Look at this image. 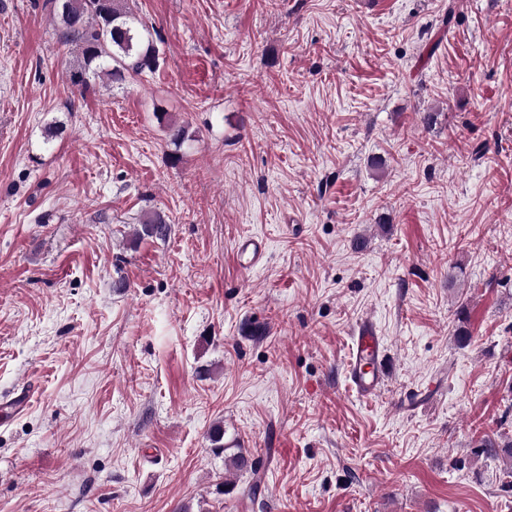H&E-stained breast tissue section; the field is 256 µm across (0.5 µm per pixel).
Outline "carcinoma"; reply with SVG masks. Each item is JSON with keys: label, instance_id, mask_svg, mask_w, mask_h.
<instances>
[{"label": "carcinoma", "instance_id": "obj_1", "mask_svg": "<svg viewBox=\"0 0 512 512\" xmlns=\"http://www.w3.org/2000/svg\"><path fill=\"white\" fill-rule=\"evenodd\" d=\"M60 43L81 57V65L70 72L72 87L83 92L97 83L107 89L128 78L154 73L163 62L162 52L149 27L128 6V0H45ZM170 224L159 213L140 226L138 237L164 239ZM476 452L502 458V470L512 488V439L485 436Z\"/></svg>", "mask_w": 512, "mask_h": 512}]
</instances>
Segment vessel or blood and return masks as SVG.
I'll return each mask as SVG.
<instances>
[{
  "mask_svg": "<svg viewBox=\"0 0 512 512\" xmlns=\"http://www.w3.org/2000/svg\"><path fill=\"white\" fill-rule=\"evenodd\" d=\"M383 339L371 321L359 323L353 338V347L347 362V374L357 396L373 398L385 385L383 366Z\"/></svg>",
  "mask_w": 512,
  "mask_h": 512,
  "instance_id": "1",
  "label": "vessel or blood"
}]
</instances>
